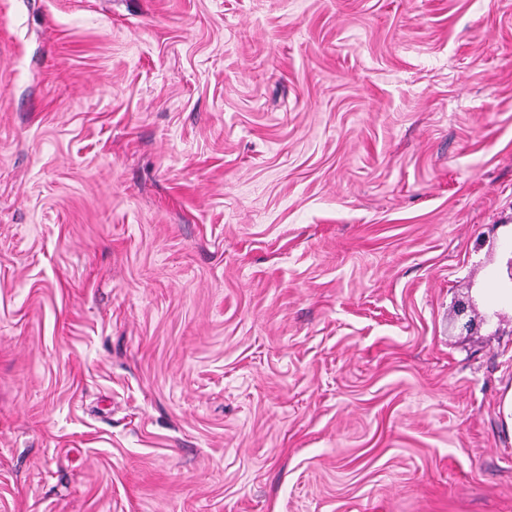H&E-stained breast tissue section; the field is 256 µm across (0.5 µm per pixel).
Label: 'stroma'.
Wrapping results in <instances>:
<instances>
[{
	"label": "stroma",
	"instance_id": "stroma-1",
	"mask_svg": "<svg viewBox=\"0 0 512 512\" xmlns=\"http://www.w3.org/2000/svg\"><path fill=\"white\" fill-rule=\"evenodd\" d=\"M0 512H512V0H0Z\"/></svg>",
	"mask_w": 512,
	"mask_h": 512
}]
</instances>
